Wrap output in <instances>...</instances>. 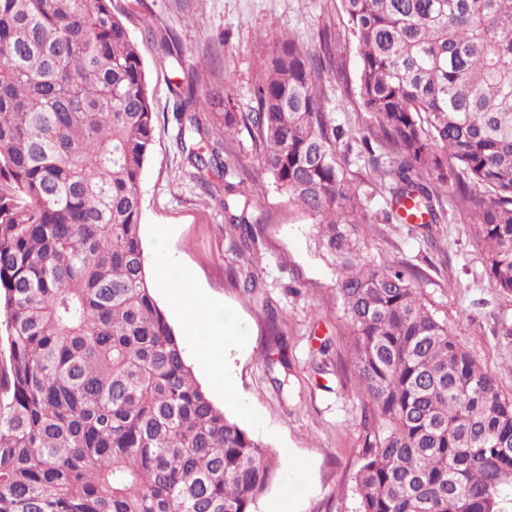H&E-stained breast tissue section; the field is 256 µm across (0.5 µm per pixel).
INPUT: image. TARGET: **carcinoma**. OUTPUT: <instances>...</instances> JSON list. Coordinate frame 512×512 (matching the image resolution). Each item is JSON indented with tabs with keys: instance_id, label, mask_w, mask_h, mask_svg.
<instances>
[{
	"instance_id": "cac0c4a2",
	"label": "carcinoma",
	"mask_w": 512,
	"mask_h": 512,
	"mask_svg": "<svg viewBox=\"0 0 512 512\" xmlns=\"http://www.w3.org/2000/svg\"><path fill=\"white\" fill-rule=\"evenodd\" d=\"M361 104L397 157L407 214L439 217L456 168L487 272L512 296V0H342ZM246 122L264 172L318 220L362 405L356 512H508L512 400L394 267L353 238L359 198L336 157L321 56L263 58ZM188 160L226 176L236 113L192 91ZM155 112L112 0H0V512H255L277 462L196 382L141 241ZM224 184L240 251L253 225Z\"/></svg>"
}]
</instances>
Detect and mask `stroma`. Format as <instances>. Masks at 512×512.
Here are the masks:
<instances>
[{"instance_id": "stroma-1", "label": "stroma", "mask_w": 512, "mask_h": 512, "mask_svg": "<svg viewBox=\"0 0 512 512\" xmlns=\"http://www.w3.org/2000/svg\"><path fill=\"white\" fill-rule=\"evenodd\" d=\"M143 58L157 114L153 152L140 181L143 245L150 267L171 265L169 281L153 280L154 295L180 337L188 364L215 404L269 447L279 466L257 503L270 512L288 497L294 512H355L353 477L360 403L342 382L347 329L336 293V269L317 244L315 218L262 171L246 127L224 140L227 178L248 201L256 245L237 255L224 230V192L206 191L180 148L177 87L201 100L230 96L231 109L253 111L264 73L259 61L279 37L295 36L319 51L322 29L340 46L321 78L326 120L338 134L336 151L364 215L357 238L369 258L398 266L459 342L492 371L512 398V297L488 277L487 254L470 214L451 186H439V221L430 229L401 224L380 172L395 156L359 98L358 59L340 0H114ZM170 31L172 57L150 30ZM264 187L253 192L255 179ZM252 274L255 294L239 287ZM192 284L203 301L234 313V347L227 386L200 362L173 299Z\"/></svg>"}]
</instances>
